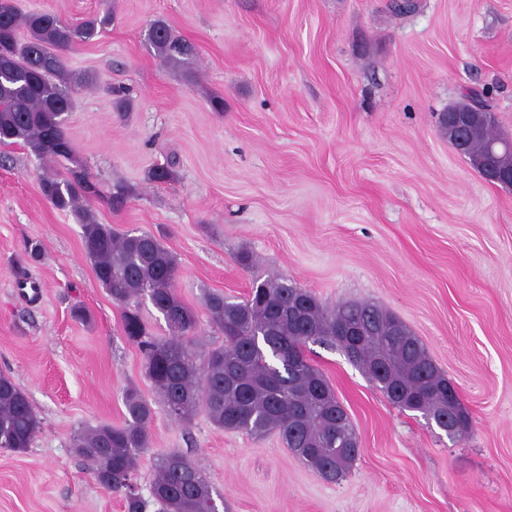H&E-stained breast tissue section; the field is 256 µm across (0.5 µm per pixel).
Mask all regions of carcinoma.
<instances>
[{
  "label": "carcinoma",
  "mask_w": 512,
  "mask_h": 512,
  "mask_svg": "<svg viewBox=\"0 0 512 512\" xmlns=\"http://www.w3.org/2000/svg\"><path fill=\"white\" fill-rule=\"evenodd\" d=\"M112 20L107 8L68 26L51 12H23L15 0H0V145L22 144L40 159L74 164L67 177L45 175L41 191L54 207L78 217L85 254L101 286L121 307L123 336L141 352L145 376L166 414L190 425L203 413L218 428L256 438L274 432L308 467L334 482L360 449L339 451L356 429L333 387L305 356L312 342L341 349L381 391L377 369L383 367L384 378L412 397L407 409L443 424L448 377L408 326L375 303L329 308L286 278H256L241 301L206 294L204 307L224 340L201 349L199 316L175 289V256L149 232L120 235L97 222L90 202L119 211L130 192L122 184L101 190L75 163L66 132L72 90L91 80L68 71L62 52L91 42ZM147 42L163 58L191 64V47L165 21L150 24ZM501 136L495 119L480 123V135L463 151L476 171L487 159L486 142ZM143 296L162 315L169 336L150 333L138 307ZM367 320L372 330L355 345L336 335L340 323L362 326ZM123 404V424L88 427L76 436L74 447L92 461L97 483L123 496L126 512H146L138 459L150 448L155 411L135 387L125 390ZM39 430L26 394L0 373V449L23 452ZM150 496L158 512H215L220 493L187 454L173 450L158 458Z\"/></svg>",
  "instance_id": "1"
}]
</instances>
